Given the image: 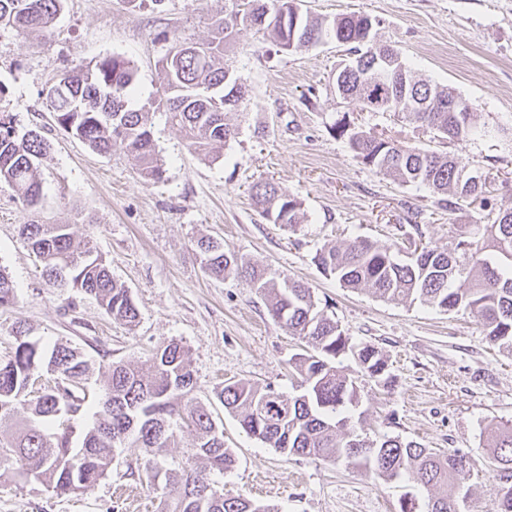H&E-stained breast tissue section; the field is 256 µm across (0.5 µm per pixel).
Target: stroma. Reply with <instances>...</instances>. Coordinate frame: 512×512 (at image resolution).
<instances>
[{
	"instance_id": "obj_1",
	"label": "stroma",
	"mask_w": 512,
	"mask_h": 512,
	"mask_svg": "<svg viewBox=\"0 0 512 512\" xmlns=\"http://www.w3.org/2000/svg\"><path fill=\"white\" fill-rule=\"evenodd\" d=\"M228 6V0H144L136 8L128 0H64L50 33L20 35L0 26V113L50 143L38 162L44 189L38 209L25 207L0 183V269L17 294L14 304L0 307V361L12 354L20 326L45 349L62 343L83 353L87 400L71 420L78 444L96 423L113 363L179 340L190 351L194 397L210 405L225 446L238 457L234 470L213 474L217 490L279 512H400L407 500L416 512H427V494L411 477L384 482L342 461L284 456L243 432L217 402L228 379L291 394L297 375L288 361L299 342L272 321L245 280L204 272L195 242L211 235L251 262L308 283L318 309L352 345L373 344L387 357L393 383L385 388L362 376L352 356L339 359V369L359 386V432L468 453V512H498L490 444L498 429L512 425V352L491 343L473 316L341 287L313 257L354 237L394 243L407 254L418 243L447 244L457 225L472 221L469 213L442 208L428 189L360 163L333 132L337 118L349 116L402 144L444 151L459 165L480 169L492 181L495 211L512 209V134L444 145L390 113L350 111L331 79L348 57L346 46L288 51L245 27L230 37L229 57L249 87L246 109L232 117L237 137L200 157L164 109H151L160 180L145 178L121 147L93 151L48 111L47 84L107 55L124 57L136 72L132 107L158 99L161 61L173 38L206 41L212 14ZM303 8L327 18L360 13L379 19L378 40L394 45L417 77L469 99L487 123L512 117V0H304ZM262 179L297 198L307 221L293 230L270 223L249 196ZM34 218L69 222L77 239L93 238L138 306L136 325L108 317L89 295L43 279L18 232ZM158 504L130 450L84 492L58 495L35 481L0 478V512H157Z\"/></svg>"
}]
</instances>
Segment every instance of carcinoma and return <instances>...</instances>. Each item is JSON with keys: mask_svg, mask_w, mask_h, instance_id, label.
I'll return each mask as SVG.
<instances>
[{"mask_svg": "<svg viewBox=\"0 0 512 512\" xmlns=\"http://www.w3.org/2000/svg\"><path fill=\"white\" fill-rule=\"evenodd\" d=\"M63 0H0V24L26 34L48 32ZM232 9L211 23L212 38L190 54L174 39L162 60L166 82L160 103L169 120L186 135L191 150L208 157L218 145L234 139L238 127L229 115L239 108L224 104L239 93L242 74L225 59L226 39L238 25L254 28L278 46L313 48L329 37L358 53V64L342 61L336 68L338 97L374 112H391L443 141L460 142L512 126L479 124V112H450L448 98L469 100L435 81L418 78L390 44L363 43L375 36L376 19L365 14L333 19L305 14L296 33L274 23L278 6L287 0H231ZM135 71L120 56H105L93 68L64 74L45 92L59 128L92 150L107 154L119 145L132 154L144 177L159 180L163 164L156 153L146 107H129ZM336 133L347 138L364 165L403 185L424 187L440 196L450 211L485 210L491 182L460 181L457 161L448 153L400 144L387 145L376 134L351 127L341 118ZM12 116L0 113V182L7 183L31 209L43 196L36 161L49 144L37 132L13 135ZM252 199L262 215L290 229L306 221L302 203L281 192L272 181L252 185ZM483 234L470 236L466 226L446 247L421 245L414 257L400 260L394 244L355 237L340 246H325L314 256L324 274L345 288L369 291L394 303L428 304L444 313L471 314L485 336L512 351V211L498 213L482 225ZM20 236L39 257L47 280L95 298L112 319L133 326L139 309L130 290L112 276L92 241H75L69 224L32 220L19 226ZM204 271L215 278L243 277L264 297L271 319L303 342L289 363L299 392L286 396L270 386L229 381L217 394L224 409L241 428L268 448L285 456L344 461L395 481L406 474L428 494V512H455L448 488H458L467 476V461L456 450L436 452L415 441L385 436L371 440L359 434L346 409L358 404L355 380L337 370L336 358L349 353L361 373L378 384L391 382L386 357L372 344L353 346L337 321L316 311L312 289L298 280L279 281L224 243L211 237L197 241ZM16 299L14 285L0 270V306ZM8 361L0 362V471L25 474L57 494L84 491L103 478L115 459V449L136 448L146 481L160 495V512H278L249 498L228 496L214 487L211 472L226 473L236 465L232 449L211 412L191 397L195 389L189 350L171 340L148 359L115 363L103 385L96 425L80 448L72 447V430L57 428L59 412H80V394L87 370L81 353L59 344L46 352L30 340L22 326ZM54 377V389L35 397L31 387L39 374ZM183 422L193 432L185 462L165 469L158 456L170 446L173 425ZM492 463L501 485L496 489L499 512H512V428L492 444Z\"/></svg>", "mask_w": 512, "mask_h": 512, "instance_id": "1", "label": "carcinoma"}]
</instances>
